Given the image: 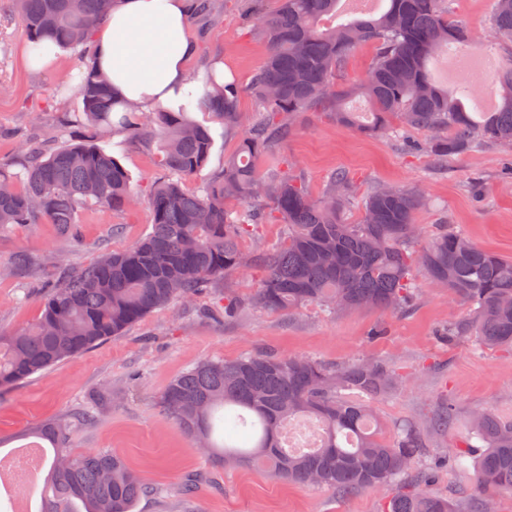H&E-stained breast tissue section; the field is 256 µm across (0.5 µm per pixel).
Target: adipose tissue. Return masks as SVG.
Masks as SVG:
<instances>
[{"instance_id": "obj_1", "label": "adipose tissue", "mask_w": 512, "mask_h": 512, "mask_svg": "<svg viewBox=\"0 0 512 512\" xmlns=\"http://www.w3.org/2000/svg\"><path fill=\"white\" fill-rule=\"evenodd\" d=\"M188 15L189 0H117L92 33L95 67L115 100L150 112L194 90Z\"/></svg>"}]
</instances>
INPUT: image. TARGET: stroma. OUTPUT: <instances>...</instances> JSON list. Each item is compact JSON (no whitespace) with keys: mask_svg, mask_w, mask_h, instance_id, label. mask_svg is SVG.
I'll return each instance as SVG.
<instances>
[{"mask_svg":"<svg viewBox=\"0 0 512 512\" xmlns=\"http://www.w3.org/2000/svg\"><path fill=\"white\" fill-rule=\"evenodd\" d=\"M220 3L215 17L189 24L197 45L189 71L197 73L218 58L227 79L244 86L268 49L256 31L240 24L247 0ZM449 6L453 18L472 33V50L502 58L504 49L492 28L494 0H449ZM27 45L14 0H0V159L6 161L17 154V136L39 137L58 117L71 119L69 137L89 133L79 122L81 101L66 86L83 61L66 51L56 64L34 70L24 61ZM430 69L449 89L469 86L468 110L484 112L493 102L489 84L461 70L458 55L439 53ZM423 139L417 131L365 136L320 110L306 113L277 155L260 157L258 165L289 168L316 195L339 170L353 178L362 195L378 184L418 186L430 199L416 215L422 240L447 222L482 248L512 258V150L485 144L438 164L418 150ZM104 146L140 191H148L161 176L156 150L123 145L118 136ZM77 221L74 238L44 222L0 230V332L34 323L45 283L132 245L150 231L153 213L143 201L117 212L84 209ZM18 251L32 256L28 271L13 268L11 258ZM262 275L261 266L245 268L190 301L155 310L122 335L0 388V457L26 444L40 424L88 408L95 417L72 423L70 447L119 454L155 487L134 512H384V490L342 494L291 485L253 466H214L206 450L157 406L174 377L206 359L261 352L309 356L333 368L373 358L402 377L400 386L373 404L386 439L394 440L399 424L414 422L423 443L417 469L429 472L431 491L470 508L475 468H457L448 458L467 438L474 412L512 414V350L449 343L442 328L465 310L451 301L446 287L422 275L416 303L406 312L364 309L332 316L304 306L286 313L245 307L224 315L225 294L250 297ZM446 405L454 410L452 420L437 426L434 418ZM192 478L197 488L184 494L182 486Z\"/></svg>","mask_w":512,"mask_h":512,"instance_id":"stroma-1","label":"stroma"}]
</instances>
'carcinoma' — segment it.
I'll use <instances>...</instances> for the list:
<instances>
[{
    "instance_id": "carcinoma-1",
    "label": "carcinoma",
    "mask_w": 512,
    "mask_h": 512,
    "mask_svg": "<svg viewBox=\"0 0 512 512\" xmlns=\"http://www.w3.org/2000/svg\"><path fill=\"white\" fill-rule=\"evenodd\" d=\"M16 2L31 43L48 38L85 59L74 91L97 139L62 140L71 123L65 118L40 145L22 141L20 170L0 163V228L44 219L75 236L80 210L136 204L140 194L128 171L100 145L116 134L131 145L156 148L163 176L148 192L154 219L146 235L46 285L38 321L0 333V387L119 336L155 310L190 299L253 262L264 275L251 303L281 312L306 305L329 313L405 311L422 273L469 310L468 317L448 321V341L512 347V258L479 248L447 224L416 246L420 190L378 188L362 200V220L350 224L344 214L354 186L347 173H333L315 198L298 176L256 164L319 107L367 136L387 133L397 118L409 130L430 134L419 147L437 163L480 141L512 149V0H495L492 24L506 57L492 81L497 107L479 120L462 102L468 91H448L428 69L433 56L471 40L466 25L449 17L445 0H384L379 14L326 28L321 22L336 16L341 0H280L270 16L262 0H250L242 21L267 43L262 66L245 87L218 85L210 68L193 79L202 82L204 105L221 120L224 135L243 126L244 93L259 102L260 118L240 131L235 151L197 192L185 182L208 162L218 132L191 118L190 103L148 113L126 106L115 111L112 88L94 68L92 31L104 16L101 0ZM365 45L374 49L365 79L337 82L350 56ZM352 95L370 101L369 121L343 108ZM230 200L240 208H230ZM273 219L283 227L279 246L243 251L241 241L258 238L260 225ZM399 379L380 360L332 369L309 357L247 353L186 370L168 383L158 407L204 442L215 464L257 466L294 484L351 494L390 487L421 453L415 428L405 427L393 442L374 429L372 404ZM470 430L480 452L471 457L468 442L454 459L460 465L473 458V512H488L499 494L512 493V417L482 411L472 417ZM32 435L54 453L41 512H71L76 500L87 512H133L148 492L121 456L106 449L71 452L65 420L45 423ZM387 512L457 510L450 499L420 490L393 494Z\"/></svg>"
}]
</instances>
